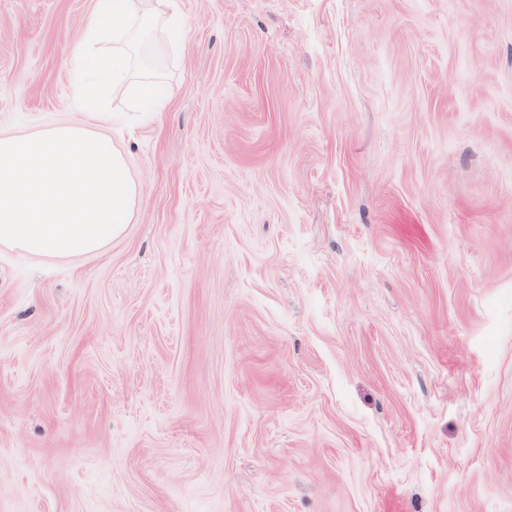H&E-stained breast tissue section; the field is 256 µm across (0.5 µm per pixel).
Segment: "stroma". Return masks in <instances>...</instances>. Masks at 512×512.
I'll return each mask as SVG.
<instances>
[{
  "instance_id": "1",
  "label": "stroma",
  "mask_w": 512,
  "mask_h": 512,
  "mask_svg": "<svg viewBox=\"0 0 512 512\" xmlns=\"http://www.w3.org/2000/svg\"><path fill=\"white\" fill-rule=\"evenodd\" d=\"M142 190L0 251V512H512V0H176ZM92 0H0V133Z\"/></svg>"
}]
</instances>
